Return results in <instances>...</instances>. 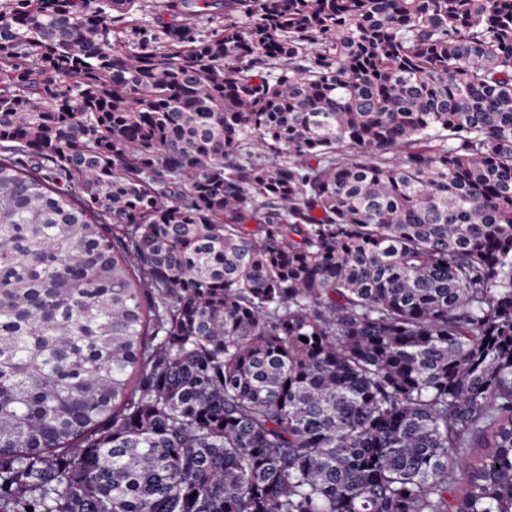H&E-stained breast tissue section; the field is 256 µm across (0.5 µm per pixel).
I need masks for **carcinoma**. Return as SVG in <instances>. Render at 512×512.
<instances>
[{"mask_svg":"<svg viewBox=\"0 0 512 512\" xmlns=\"http://www.w3.org/2000/svg\"><path fill=\"white\" fill-rule=\"evenodd\" d=\"M136 11L0 0V512H512V0ZM162 1L165 0H141L140 10L136 14L137 21L125 34L126 43L137 42L145 36L152 37L159 33L161 23L171 21L172 18L161 7ZM217 12L218 10L212 9L208 14L180 17L178 20H185L194 28L198 37L204 38L218 23H224V11L223 15Z\"/></svg>","mask_w":512,"mask_h":512,"instance_id":"obj_1","label":"carcinoma"}]
</instances>
